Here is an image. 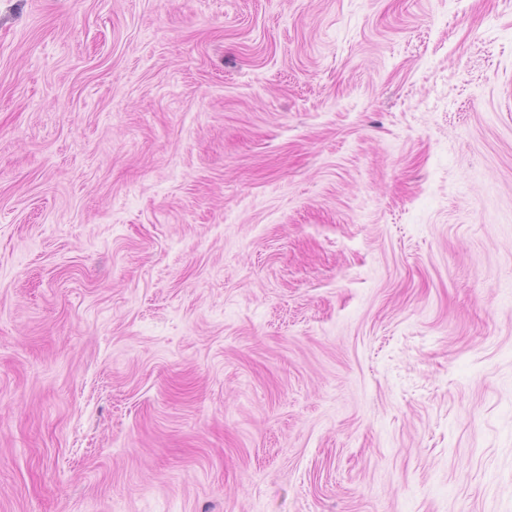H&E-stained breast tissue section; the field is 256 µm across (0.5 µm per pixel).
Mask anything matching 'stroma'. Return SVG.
Here are the masks:
<instances>
[{
    "label": "stroma",
    "mask_w": 512,
    "mask_h": 512,
    "mask_svg": "<svg viewBox=\"0 0 512 512\" xmlns=\"http://www.w3.org/2000/svg\"><path fill=\"white\" fill-rule=\"evenodd\" d=\"M0 512H512V0H0Z\"/></svg>",
    "instance_id": "1"
}]
</instances>
